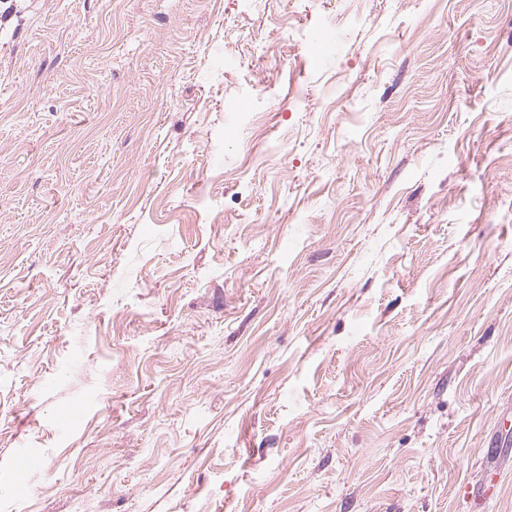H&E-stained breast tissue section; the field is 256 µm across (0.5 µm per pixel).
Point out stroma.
<instances>
[{"label": "stroma", "mask_w": 512, "mask_h": 512, "mask_svg": "<svg viewBox=\"0 0 512 512\" xmlns=\"http://www.w3.org/2000/svg\"><path fill=\"white\" fill-rule=\"evenodd\" d=\"M4 10L0 512H512V0Z\"/></svg>", "instance_id": "35a3bbf8"}]
</instances>
